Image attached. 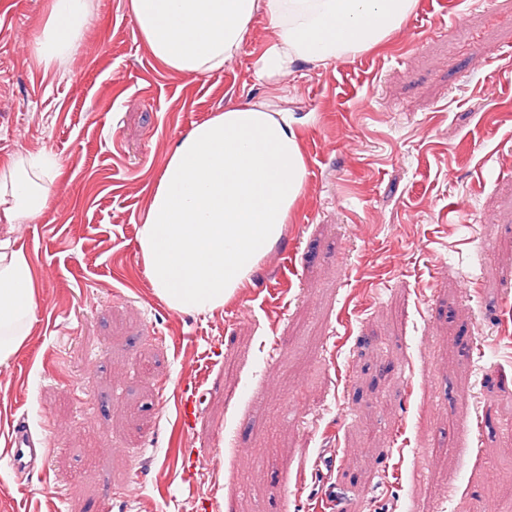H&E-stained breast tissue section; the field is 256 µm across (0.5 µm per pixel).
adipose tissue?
Instances as JSON below:
<instances>
[{"label":"adipose tissue","instance_id":"ef3b65f1","mask_svg":"<svg viewBox=\"0 0 512 512\" xmlns=\"http://www.w3.org/2000/svg\"><path fill=\"white\" fill-rule=\"evenodd\" d=\"M418 0H129L138 34L166 69L202 77L243 49L265 13L272 38L254 75L273 84L301 64L328 66L382 45ZM92 0H50L30 50L44 70L82 41ZM59 169L48 152L0 171V221L27 224L51 205ZM306 162L288 112L225 107L179 138L156 182L138 248L156 295L177 312L207 314L244 287L284 232L302 194ZM37 289L29 256L0 243V363L25 343Z\"/></svg>","mask_w":512,"mask_h":512}]
</instances>
